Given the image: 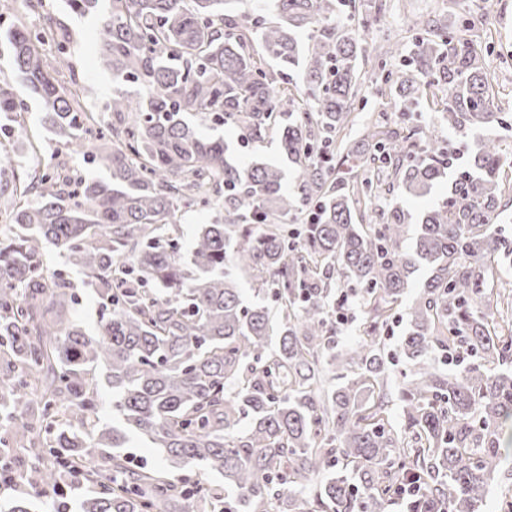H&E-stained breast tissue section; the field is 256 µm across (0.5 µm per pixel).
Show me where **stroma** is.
I'll list each match as a JSON object with an SVG mask.
<instances>
[{
    "label": "stroma",
    "instance_id": "35a3bbf8",
    "mask_svg": "<svg viewBox=\"0 0 512 512\" xmlns=\"http://www.w3.org/2000/svg\"><path fill=\"white\" fill-rule=\"evenodd\" d=\"M392 8L382 21L362 30L366 42H373L390 29L398 30L403 44H410L415 20L429 15L451 17L465 15L471 21L469 39L481 46L485 58L498 78L495 102L512 120V0H390ZM53 21L68 38V48L75 70L74 76H62L69 90L78 91L87 111L95 115L96 125L107 121L103 104L112 96V76L98 65L99 32L103 17L97 13L73 12L66 0H42L37 9H30L26 0H16L13 10L0 16V79L7 80L25 108L19 122H5L0 127V143L4 144L8 159L0 161V199L20 197L30 181L34 168H78L91 172L84 153L77 147L58 144L45 120L38 102L29 98L21 75L14 69L6 46L5 35L15 27L38 28L44 21ZM394 93L387 85L372 84L363 79L360 99L352 114L351 129L345 136L336 137L335 152H343L346 140L358 139L364 125L379 115H393ZM46 275L63 273L71 281L78 302L73 316L88 335H96L103 299L98 289L84 282L76 270L70 269L64 257L54 247L44 253Z\"/></svg>",
    "mask_w": 512,
    "mask_h": 512
}]
</instances>
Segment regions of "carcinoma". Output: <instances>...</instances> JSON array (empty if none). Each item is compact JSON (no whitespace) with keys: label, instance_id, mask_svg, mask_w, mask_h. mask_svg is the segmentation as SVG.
<instances>
[{"label":"carcinoma","instance_id":"obj_1","mask_svg":"<svg viewBox=\"0 0 512 512\" xmlns=\"http://www.w3.org/2000/svg\"><path fill=\"white\" fill-rule=\"evenodd\" d=\"M67 2L80 14L104 11L98 64L115 89L103 106L112 129L89 148V163L107 177L45 168L25 189L43 188L40 200L9 213L20 233L0 241V347L20 368L0 372V419L16 438L48 433L32 462V496L57 489L75 466L99 487L83 512H197L195 500L207 498L215 512H389L398 501L407 512H479L512 455V322L494 288V266L512 260L501 228L512 196L493 135L506 118L482 48L466 37L469 19L415 21L412 53L390 69L391 49L363 45L339 20L346 0H273L274 21L233 12L234 0ZM49 41L51 60L35 47ZM7 42L55 136L84 144L86 113L55 78L72 69L64 33L49 20L38 31L10 30ZM372 55L399 112L432 88L445 96L448 133L482 136L457 171L449 172L450 148L421 145L387 122L366 126L341 156L331 150L352 122ZM291 72L301 76L297 94L285 92ZM128 82L140 99L122 90ZM20 111L0 80V118ZM197 112L217 116L242 148L278 135L293 183L283 165H244L224 139L202 135L190 119ZM379 173L394 177L397 197L379 221L357 224ZM445 180L448 196L414 218L405 201ZM213 196L224 200V219L197 225L183 253L177 212ZM290 217L304 223L286 235ZM48 245L101 290L96 337L72 317L71 283L46 276ZM421 268L429 275L392 354L411 366L396 428L381 340ZM250 271L262 278L246 305L239 274ZM335 273L367 305L347 352L331 342ZM437 354L464 369L439 372ZM94 366L106 370L125 428L173 465L202 462L222 474L224 493L130 468L104 452L121 445L115 428L93 442L78 432L101 406L87 378ZM33 382L42 391L31 418ZM245 418L250 429L238 436Z\"/></svg>","mask_w":512,"mask_h":512}]
</instances>
